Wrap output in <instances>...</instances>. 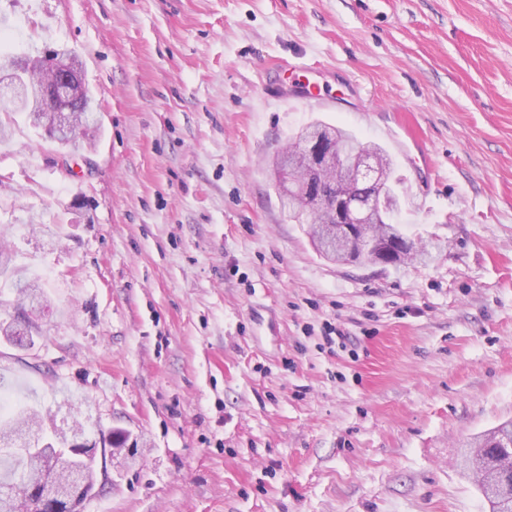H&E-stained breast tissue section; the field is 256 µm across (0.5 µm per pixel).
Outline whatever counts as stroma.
<instances>
[{
	"mask_svg": "<svg viewBox=\"0 0 512 512\" xmlns=\"http://www.w3.org/2000/svg\"><path fill=\"white\" fill-rule=\"evenodd\" d=\"M44 47L100 124L0 143L46 306L0 393L125 433L83 512H489L457 458L512 420V0H0V52ZM288 63L354 104L275 98ZM316 120L388 151L434 261L336 265L289 221L270 159Z\"/></svg>",
	"mask_w": 512,
	"mask_h": 512,
	"instance_id": "1",
	"label": "stroma"
}]
</instances>
